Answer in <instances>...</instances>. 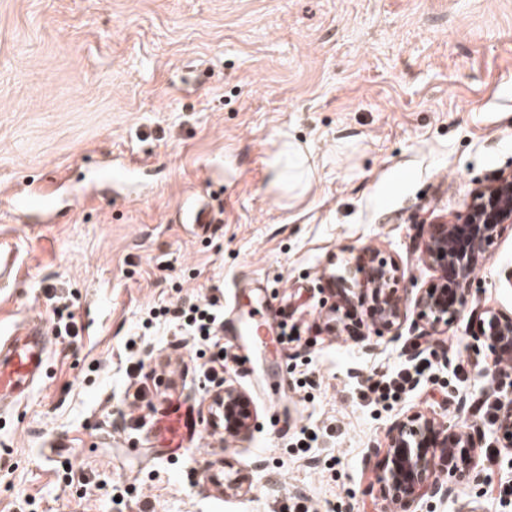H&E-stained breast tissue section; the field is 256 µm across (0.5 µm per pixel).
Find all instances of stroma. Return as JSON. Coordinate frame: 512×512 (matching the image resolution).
<instances>
[{"mask_svg": "<svg viewBox=\"0 0 512 512\" xmlns=\"http://www.w3.org/2000/svg\"><path fill=\"white\" fill-rule=\"evenodd\" d=\"M286 140L309 166L297 197L269 166ZM510 169L512 0H0V203L57 182L66 207L18 224L0 206V328L67 303L78 330L51 336L41 378L0 407V512H379L374 451L414 410L498 450L455 503L420 512H512V447L472 407L512 387L476 378L466 349L473 310L512 313V230L457 321L428 334L413 314L437 277L421 227ZM194 200L202 230L174 221ZM365 251L397 266L405 317L368 335L359 303L333 333L326 288ZM198 296L224 306L208 349L249 401L238 436L214 425L198 343L145 325ZM256 315L300 340H253ZM427 345L449 361L393 408L363 399ZM176 409L193 427L172 455L160 424ZM303 429L317 439L301 454Z\"/></svg>", "mask_w": 512, "mask_h": 512, "instance_id": "1", "label": "stroma"}]
</instances>
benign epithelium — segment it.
Segmentation results:
<instances>
[{
	"instance_id": "7a95c632",
	"label": "benign epithelium",
	"mask_w": 512,
	"mask_h": 512,
	"mask_svg": "<svg viewBox=\"0 0 512 512\" xmlns=\"http://www.w3.org/2000/svg\"><path fill=\"white\" fill-rule=\"evenodd\" d=\"M512 224V171L500 173L490 185L472 192L465 213L448 222L431 224L421 234V252L437 283L419 293L414 302L417 320L432 326L458 319L473 286L474 274L492 253L505 228ZM356 271L364 274L362 294L370 301L371 333L382 336L402 316L395 288L396 268L375 256L359 258ZM479 334L467 347L478 354L485 347L492 355L479 366L480 378L512 375V314L493 308L478 313ZM224 401L225 431L235 435L250 428L252 412L246 397L226 386L214 393ZM493 433L512 447V399L499 402ZM479 446L462 428L411 411L397 418L383 448V466L376 477L381 512H417L424 499L441 503L456 498V485L474 471Z\"/></svg>"
}]
</instances>
